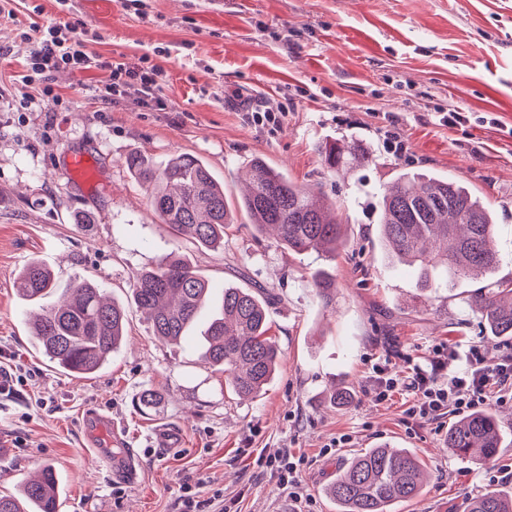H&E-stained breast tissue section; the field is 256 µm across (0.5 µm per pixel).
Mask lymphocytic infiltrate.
Returning <instances> with one entry per match:
<instances>
[{
    "mask_svg": "<svg viewBox=\"0 0 512 512\" xmlns=\"http://www.w3.org/2000/svg\"><path fill=\"white\" fill-rule=\"evenodd\" d=\"M31 44L23 63L20 81L32 85L47 74L66 69L81 74L92 69L106 71L107 78L92 93L101 103L131 97L140 106L164 110L159 95L157 66H137L125 61H106L90 48L87 30L68 20L31 24L22 34ZM512 387V353L496 365H487L481 347L460 351L445 346L434 348L426 365L410 367L406 376L382 377L375 391L383 401L398 391L414 394L416 402L408 413L422 419H438L453 413L465 415L485 405L496 389Z\"/></svg>",
    "mask_w": 512,
    "mask_h": 512,
    "instance_id": "f902f5d3",
    "label": "lymphocytic infiltrate"
}]
</instances>
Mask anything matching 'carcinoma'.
I'll return each instance as SVG.
<instances>
[{"label":"carcinoma","instance_id":"cac0c4a2","mask_svg":"<svg viewBox=\"0 0 512 512\" xmlns=\"http://www.w3.org/2000/svg\"><path fill=\"white\" fill-rule=\"evenodd\" d=\"M351 156L364 164L372 158L355 147L338 144L321 148L329 174ZM127 169L149 189L152 211L177 238L206 249L224 247V233L234 223V209L224 185L200 158L177 154L164 163L141 156L126 159ZM248 192L238 202L258 231L272 228L280 245L295 253L316 251L335 255L345 242L336 209L318 200L315 189L297 185L267 162L250 164ZM379 235L391 256L412 267L426 288L435 287L444 268L452 281L470 275L477 279L500 260L490 246L494 220L480 198L460 181L428 174H405L382 194ZM21 299L39 303L54 288L51 270L36 259L16 277ZM312 287L322 303L336 297V281L317 273ZM210 294L208 279L178 252L162 256L155 267L136 276L132 301L165 342L188 335ZM470 307L493 338L512 337V280H500L473 294ZM127 324L124 307L105 296L90 280L74 281L66 302L41 308L31 326L38 348L68 375L88 377L117 352ZM265 302L248 288H226L220 307L202 336L201 355L212 366L224 368L225 384L236 395L256 397L278 366L279 350L268 336ZM164 399L147 389L138 397L141 410L150 412ZM502 431L496 418L480 410L448 427L446 443L456 455L478 461L493 459L501 447ZM423 463L403 448L382 446L354 455L336 476L326 494L336 512H394L423 492ZM62 490L50 464L27 481L19 495H0V512H60ZM465 512H512V490L492 489L469 499Z\"/></svg>","mask_w":512,"mask_h":512}]
</instances>
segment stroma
<instances>
[{
	"mask_svg": "<svg viewBox=\"0 0 512 512\" xmlns=\"http://www.w3.org/2000/svg\"><path fill=\"white\" fill-rule=\"evenodd\" d=\"M13 9L0 18V352L25 380L0 397L1 494L50 463L65 482L62 512H180L187 484L200 512H296L265 464L283 450L299 460L305 512H336L325 486L353 454L385 443L412 451L430 474L398 512H464L471 497L512 488V399L486 404L504 439L479 464L446 448L454 414L412 418L411 395L372 396L377 363L402 376L438 345L479 346L491 365L512 350V338L489 337L470 311L476 281L420 287L412 269L389 260L377 224L381 193L401 175L460 179L496 217L495 279L512 277V0H15ZM59 17L97 33L91 48L103 59L161 66L167 111L129 100L102 109L89 92L101 70L52 73L59 106L18 111L30 51L19 32ZM450 106L468 122L445 125ZM266 109L283 112L280 125L253 120ZM389 132L406 153L388 150ZM336 141L372 163L325 174L320 149ZM71 151L95 158L93 190L69 178ZM132 153L198 156L233 204L251 159H265L335 202L347 243L333 259L293 253L241 214L221 250L175 240L125 167ZM173 250L209 279L214 301L229 286L276 295L269 334L280 363L258 397L232 394L201 360L197 337L158 342L131 305L133 276ZM32 259L56 277L45 305L91 279L126 306L127 341L95 375L61 373L38 351L30 306L16 293ZM317 272L336 281L333 307L311 286ZM337 387L350 400L332 403ZM147 388L165 401L145 414L137 397ZM91 408L118 426L112 449L133 453L136 483L115 482L95 459L82 428ZM165 427L182 434V447H152ZM343 435L348 443L328 451Z\"/></svg>",
	"mask_w": 512,
	"mask_h": 512,
	"instance_id": "35a3bbf8",
	"label": "stroma"
}]
</instances>
